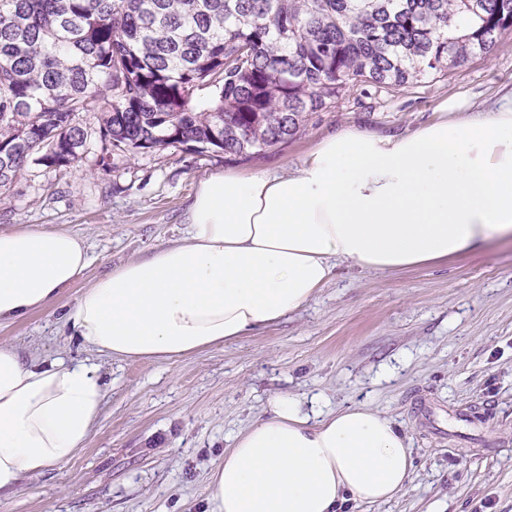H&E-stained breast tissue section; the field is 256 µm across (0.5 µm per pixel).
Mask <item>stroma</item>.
<instances>
[{
    "mask_svg": "<svg viewBox=\"0 0 512 512\" xmlns=\"http://www.w3.org/2000/svg\"><path fill=\"white\" fill-rule=\"evenodd\" d=\"M512 85V31L489 56L406 89L312 115L293 139L250 157L99 142L63 169L29 165L0 196V229L40 224L82 236L91 264L50 307L0 324L24 357L97 365L105 388L89 439L68 463L0 496V512H209L208 474L269 399L370 403L404 432L413 473L396 499L343 512H512V247L401 272L341 264L298 311L174 362L90 351L63 324L96 278L178 242L198 182L221 170L282 171L344 128L401 134L451 97L485 106Z\"/></svg>",
    "mask_w": 512,
    "mask_h": 512,
    "instance_id": "stroma-1",
    "label": "stroma"
}]
</instances>
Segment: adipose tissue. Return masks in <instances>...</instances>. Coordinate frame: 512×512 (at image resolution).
Wrapping results in <instances>:
<instances>
[{"mask_svg": "<svg viewBox=\"0 0 512 512\" xmlns=\"http://www.w3.org/2000/svg\"><path fill=\"white\" fill-rule=\"evenodd\" d=\"M438 113L399 135L343 129L283 174H209L183 239L84 288L67 326L98 353L176 360L297 311L338 264L395 272L512 243V89ZM90 263L74 233L0 230V323L51 305ZM103 398L94 366L42 367L0 343V494L71 460ZM412 472L408 439L377 409L314 421L276 395L211 469V512H340L391 500Z\"/></svg>", "mask_w": 512, "mask_h": 512, "instance_id": "ef3b65f1", "label": "adipose tissue"}]
</instances>
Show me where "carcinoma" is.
<instances>
[{
	"label": "carcinoma",
	"instance_id": "carcinoma-1",
	"mask_svg": "<svg viewBox=\"0 0 512 512\" xmlns=\"http://www.w3.org/2000/svg\"><path fill=\"white\" fill-rule=\"evenodd\" d=\"M509 13L512 0H0V195L93 137L108 154H258L347 95L490 53Z\"/></svg>",
	"mask_w": 512,
	"mask_h": 512
}]
</instances>
